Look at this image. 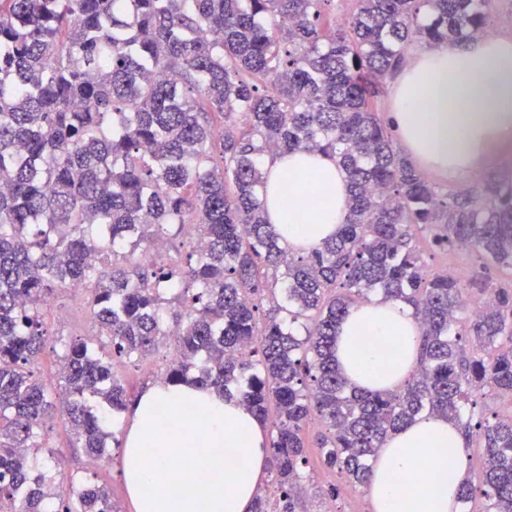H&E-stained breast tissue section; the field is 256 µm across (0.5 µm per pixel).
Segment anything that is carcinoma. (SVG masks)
I'll return each instance as SVG.
<instances>
[{"instance_id": "carcinoma-1", "label": "carcinoma", "mask_w": 512, "mask_h": 512, "mask_svg": "<svg viewBox=\"0 0 512 512\" xmlns=\"http://www.w3.org/2000/svg\"><path fill=\"white\" fill-rule=\"evenodd\" d=\"M325 2L0 0V512H117L40 428L61 411L88 457L120 447L89 399L123 414L111 359L171 336L164 382L233 390L262 423L275 412L277 512H301L308 421L325 428L323 466L366 486L388 434L425 414L484 448L461 512H512V414L475 416L477 396H512V284L489 275L512 270V178L444 196L372 108L413 40L465 42L494 0H348L330 30ZM294 150L334 157L350 192L337 235L306 255L261 200L264 158ZM422 232L482 270L466 286L427 270ZM73 283L90 288L93 338L63 345L55 401L29 366L42 309ZM373 296L422 333L395 392L336 365L338 324Z\"/></svg>"}]
</instances>
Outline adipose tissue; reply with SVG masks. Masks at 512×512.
Instances as JSON below:
<instances>
[{
  "mask_svg": "<svg viewBox=\"0 0 512 512\" xmlns=\"http://www.w3.org/2000/svg\"><path fill=\"white\" fill-rule=\"evenodd\" d=\"M391 119L425 170L455 183L512 155V35L412 49L392 90ZM266 217L292 252L338 232L348 186L335 160L286 152L266 160ZM420 349L410 310L373 300L344 317L336 360L350 384L397 391ZM468 452L454 423L422 417L393 433L369 482L375 512H458ZM266 433L236 397L192 383H155L135 401L121 477L135 512H250L267 473Z\"/></svg>",
  "mask_w": 512,
  "mask_h": 512,
  "instance_id": "obj_1",
  "label": "adipose tissue"
}]
</instances>
